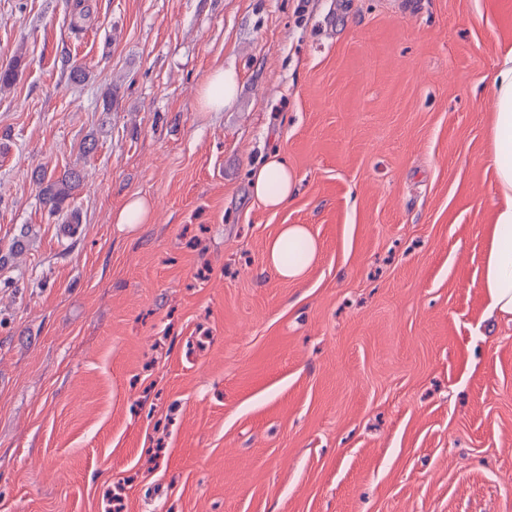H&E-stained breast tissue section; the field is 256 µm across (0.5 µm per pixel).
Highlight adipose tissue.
<instances>
[{"label":"adipose tissue","instance_id":"ef3b65f1","mask_svg":"<svg viewBox=\"0 0 512 512\" xmlns=\"http://www.w3.org/2000/svg\"><path fill=\"white\" fill-rule=\"evenodd\" d=\"M490 90L494 97L489 148L499 201L495 208L490 247L479 286L490 314L512 320V50L493 72ZM237 95L234 74L216 69L200 89L204 111L220 112ZM297 176L278 154H271L251 174L255 197L271 210L283 208L293 198ZM319 246L305 225L287 224L266 246V265L279 278L300 280L315 262Z\"/></svg>","mask_w":512,"mask_h":512}]
</instances>
